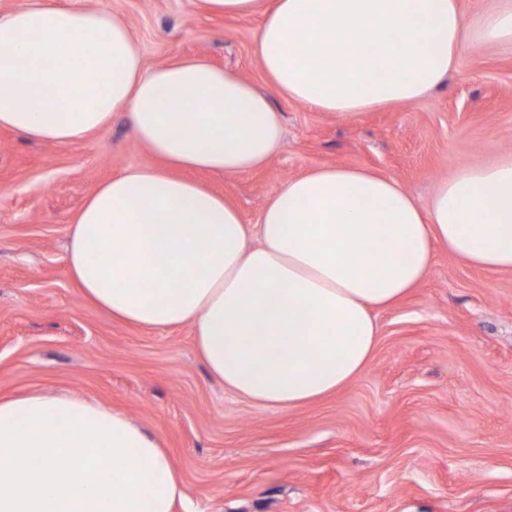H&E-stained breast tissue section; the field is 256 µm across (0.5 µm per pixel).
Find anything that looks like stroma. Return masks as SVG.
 Wrapping results in <instances>:
<instances>
[{
  "instance_id": "obj_1",
  "label": "stroma",
  "mask_w": 512,
  "mask_h": 512,
  "mask_svg": "<svg viewBox=\"0 0 512 512\" xmlns=\"http://www.w3.org/2000/svg\"><path fill=\"white\" fill-rule=\"evenodd\" d=\"M130 27L147 64L204 57L267 88L256 17L195 0H81ZM284 139L263 168L208 182L256 223L288 178L329 164L400 181L420 204L458 170L512 156V50L463 48L426 97L339 119L273 97ZM124 114L59 146L0 130V398L73 393L162 438L185 479L174 512H512V272L438 247L428 277L378 311L366 370L291 410L230 392L192 328L146 330L85 301L66 271L74 213L102 182L151 164Z\"/></svg>"
}]
</instances>
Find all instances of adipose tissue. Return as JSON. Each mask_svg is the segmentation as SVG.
I'll use <instances>...</instances> for the list:
<instances>
[{"mask_svg": "<svg viewBox=\"0 0 512 512\" xmlns=\"http://www.w3.org/2000/svg\"><path fill=\"white\" fill-rule=\"evenodd\" d=\"M197 2L208 15L260 17L270 92L201 57L146 65L109 10L24 0L0 13V129L67 146L126 113L155 163L86 198L70 224V278L114 320L191 325L225 390L290 410L365 371L380 338L374 310L421 282L438 246L512 271V158L459 170L425 205L391 175L317 165L283 183L253 225L193 173L265 166L283 137L274 92L341 119L422 98L464 44L512 48V0L473 30L460 0ZM183 494L161 438L124 412L76 395L0 400V512H173Z\"/></svg>", "mask_w": 512, "mask_h": 512, "instance_id": "1", "label": "adipose tissue"}]
</instances>
